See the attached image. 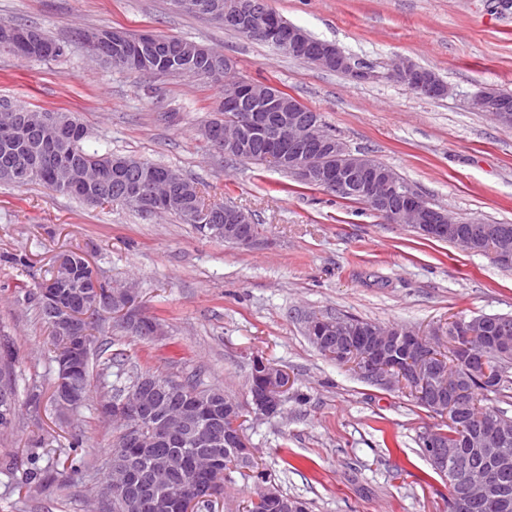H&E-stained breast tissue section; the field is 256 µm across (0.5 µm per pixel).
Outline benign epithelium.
I'll return each instance as SVG.
<instances>
[{"mask_svg":"<svg viewBox=\"0 0 512 512\" xmlns=\"http://www.w3.org/2000/svg\"><path fill=\"white\" fill-rule=\"evenodd\" d=\"M224 26L246 36L264 37L317 67L344 72L359 81L370 78V73L352 62L337 45L327 42L316 46L297 28L280 29L271 17L266 0H235L232 5H224ZM112 41L119 47L113 57L114 63L136 58V48L126 44L120 32H112ZM0 42L21 48L30 56L41 52L38 34L28 28L5 26L0 29ZM415 72L417 65L409 59L395 62L391 69L392 76L399 82L407 80ZM276 89L277 86L270 83L239 84L224 98V109L243 113L241 122L222 128L208 125L202 129L204 137L236 149L249 136L266 133L275 146L271 159L280 164L283 156H288V170L296 179L321 184L325 192L340 195L363 178L366 181L367 206L382 216L385 222L412 225L430 236H450L454 245L467 252L472 251L475 234L458 231L452 216L432 207L412 186L396 184L389 171L379 167L373 158L350 154L342 140L329 135L322 120L290 111L275 124H269L268 115L261 112V108L273 106ZM494 100L493 89L486 88L469 100V107L475 112H485L491 108ZM224 220L223 226H211L213 234L222 231L224 238L243 247L255 242L247 229V225L252 223L248 212L231 207L224 214ZM493 242L496 257L502 262L511 263L512 246L507 239L496 234ZM135 297L136 292L126 288L113 295V301L129 324L139 326L144 317L129 311L130 300ZM481 324L480 319L448 321L453 334L465 342L467 349L476 351L490 345L505 349L512 347V337L507 335V329H502L501 335L490 340L481 335ZM307 330L320 346L336 340L333 356L343 362L348 359L341 343V339L351 331L348 323L341 319L328 322L315 316L308 318ZM355 356L372 381L383 386L396 383L425 386L433 377H439L440 393L431 399V403L445 417L466 400L467 391L460 380L448 375V366L434 353L431 340L416 331L384 326L373 328L369 335L361 337ZM82 360L83 347L78 346L71 358L59 363L61 380L58 393L68 401L79 402L83 399L82 388L73 381L77 364ZM287 385L288 377L281 368L268 367L261 385L249 392L257 413L267 417L279 413ZM158 386L153 376H142L135 391L119 402H106L105 413L118 424L130 425L126 447L131 449L132 458L149 460L156 473L169 478L164 493L151 506L165 512H191L188 500L211 499L218 494L219 482L214 479V474L221 459L196 453L158 455L154 447L160 443L181 442L189 435L208 447H220L224 441L231 440L244 456L248 455V445L242 433L224 430L217 406L208 398L195 394L185 397L182 390L170 383L166 392L171 396V401L161 404L156 394ZM144 416L156 421L154 433L149 438L135 432L134 424ZM205 419L211 422L210 427L199 428L200 422ZM511 438L512 428L497 422L481 444L486 453L505 467L509 459L498 453V447ZM112 491L129 498L133 505L142 501L133 465L122 462L112 470ZM498 498L493 473H475L468 477L465 491L453 508L464 510L472 500L493 504Z\"/></svg>","mask_w":512,"mask_h":512,"instance_id":"1","label":"benign epithelium"}]
</instances>
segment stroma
<instances>
[{"instance_id": "stroma-1", "label": "stroma", "mask_w": 512, "mask_h": 512, "mask_svg": "<svg viewBox=\"0 0 512 512\" xmlns=\"http://www.w3.org/2000/svg\"><path fill=\"white\" fill-rule=\"evenodd\" d=\"M270 4L337 44L370 79L242 38L173 0H0V24H32L67 45L55 60L0 53V100L74 113L88 131V151L173 168L260 226L256 242L241 248L201 238L171 217L89 205L38 184L0 185V340L15 355L19 405L11 435L0 439V512H99L92 490L115 433L100 397L104 384H124L128 369L179 379L195 373L242 403L257 357L290 378L280 414L249 413L242 424L265 478L232 472L216 512L241 507L266 483L307 502L309 512H448V485L418 444L441 417L322 355L304 319L328 312L444 333L461 316L512 315V265L385 223L274 167L226 159L200 134L222 85L98 62L77 32L110 25L217 49L240 75L275 82L320 112L350 148L394 169L431 203L512 224V127L468 106L484 86L512 91V9L497 0ZM401 57L434 71L447 96L420 98L396 82L390 72ZM70 251L87 255L109 286L134 285L139 311L164 331L140 341L106 321L89 357V400L76 414L51 402L56 365L29 296ZM108 360L113 367L101 374ZM33 391L39 402H30ZM74 435L85 464L61 480L56 462ZM38 439L44 486L29 480L27 450Z\"/></svg>"}]
</instances>
